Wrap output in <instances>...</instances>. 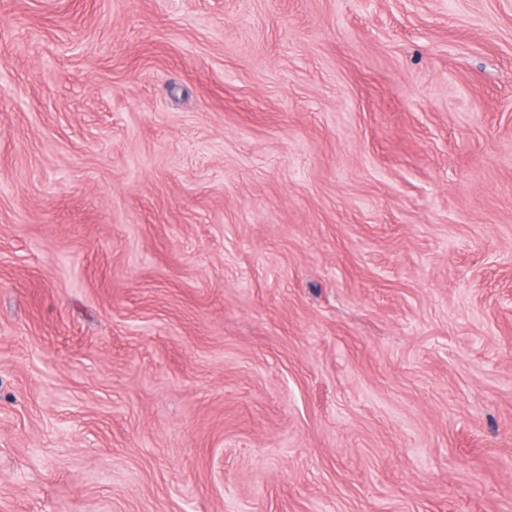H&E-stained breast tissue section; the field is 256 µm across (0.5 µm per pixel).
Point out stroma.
I'll return each instance as SVG.
<instances>
[{
    "label": "stroma",
    "instance_id": "obj_1",
    "mask_svg": "<svg viewBox=\"0 0 512 512\" xmlns=\"http://www.w3.org/2000/svg\"><path fill=\"white\" fill-rule=\"evenodd\" d=\"M512 0H0V512H512Z\"/></svg>",
    "mask_w": 512,
    "mask_h": 512
}]
</instances>
